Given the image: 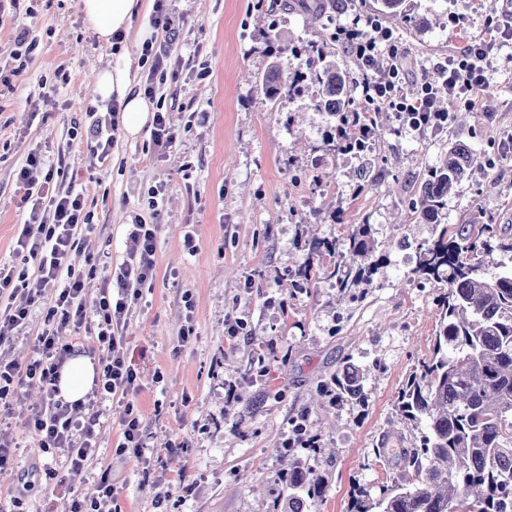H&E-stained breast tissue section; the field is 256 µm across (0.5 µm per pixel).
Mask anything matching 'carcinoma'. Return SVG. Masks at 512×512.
<instances>
[{
  "label": "carcinoma",
  "mask_w": 512,
  "mask_h": 512,
  "mask_svg": "<svg viewBox=\"0 0 512 512\" xmlns=\"http://www.w3.org/2000/svg\"><path fill=\"white\" fill-rule=\"evenodd\" d=\"M372 15L399 19L409 31L419 29L411 0H361ZM305 57L306 71L281 79L278 65L260 82L267 100L277 103L310 81L316 107L335 123L349 125L340 138L329 136L325 150L354 154L372 152L384 124L383 108L360 111L354 96L352 69L330 48L315 41L291 48ZM471 150L453 143L438 165L419 174L410 199L409 217L433 226L434 237L415 246L411 279L446 292L437 299L438 323L431 353L409 377L398 395L399 420L418 435L410 447L389 448L378 456L402 471L400 479L374 498L355 490L349 512H512V268L486 276L480 257L509 251L498 241L497 225L474 231L467 224L448 232V196L468 177ZM303 268L294 272L298 288L311 280V260L339 253L327 278L345 295L376 273L382 255L371 225L360 224L342 245L312 239L300 245ZM343 369L321 382L320 392L334 403L364 400L361 380ZM280 512H306L326 487L325 477L294 459L284 475Z\"/></svg>",
  "instance_id": "1"
}]
</instances>
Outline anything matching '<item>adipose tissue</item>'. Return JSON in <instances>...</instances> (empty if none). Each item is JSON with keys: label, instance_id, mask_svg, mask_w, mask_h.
Returning <instances> with one entry per match:
<instances>
[{"label": "adipose tissue", "instance_id": "1", "mask_svg": "<svg viewBox=\"0 0 512 512\" xmlns=\"http://www.w3.org/2000/svg\"><path fill=\"white\" fill-rule=\"evenodd\" d=\"M82 3L87 22L100 38L107 40L130 27L139 0H82ZM93 93L101 99L117 101L122 125L128 133H137L144 126L149 106L140 94L133 91L128 62L119 60L96 72ZM95 376V366L88 358H71L60 374L61 396L71 403L85 400L92 389Z\"/></svg>", "mask_w": 512, "mask_h": 512}]
</instances>
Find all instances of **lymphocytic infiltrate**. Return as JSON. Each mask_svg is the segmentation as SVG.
Listing matches in <instances>:
<instances>
[{"mask_svg":"<svg viewBox=\"0 0 512 512\" xmlns=\"http://www.w3.org/2000/svg\"><path fill=\"white\" fill-rule=\"evenodd\" d=\"M340 34L345 47L362 64L364 78L359 88L363 102L388 106L411 127L421 113L439 111L441 100L454 106L470 101L488 82L491 48L474 43L457 58L437 64L433 76L423 78L418 93L410 98L404 93L407 73L388 31L375 25L366 32L352 25L341 28ZM119 115L117 104H108L104 116L81 129L82 141L99 158L111 153ZM55 174V167L46 164L40 151L28 153L17 176L24 189L19 206L27 213L15 242L18 261L0 265V345L27 326L35 308L46 309L35 357L22 366L0 355V407L7 409L20 401L25 387L39 388L41 404L28 416L25 428L43 452L64 458L61 467L39 472L48 487L65 484L97 453L99 412L76 419L74 405L61 397L57 386L60 369L76 354L64 333L87 330L95 336L97 347L107 352L98 361L94 397L126 395L139 389L137 370L122 350V330L156 277V220L164 201L161 187L149 190L150 218L134 216L128 227L134 250L90 302L85 297L83 274L75 273L68 259L80 235L93 231L92 215L84 192L55 190Z\"/></svg>","mask_w":512,"mask_h":512,"instance_id":"obj_1","label":"lymphocytic infiltrate"}]
</instances>
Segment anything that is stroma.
Here are the masks:
<instances>
[{
  "label": "stroma",
  "instance_id": "1",
  "mask_svg": "<svg viewBox=\"0 0 512 512\" xmlns=\"http://www.w3.org/2000/svg\"><path fill=\"white\" fill-rule=\"evenodd\" d=\"M414 5L432 22L427 33L391 26L412 75L410 92L437 63L497 39L494 19L504 8L502 0ZM154 7L155 0H144L123 41L112 45L86 26L80 0H33L26 10L0 0V68L14 65L17 31L39 40L33 64L0 92V260H12L25 220L15 174L31 149L42 150L49 164L65 161L60 188L85 192L96 230L71 262L83 271L87 258L97 260V275L85 281L92 297L132 247V213L148 215V190L165 187L156 279L132 311L123 346L139 370L144 458L114 457L120 401L110 399L99 405L98 454L68 486L26 489L19 477L0 475V499L22 498L26 512H65L72 496L94 495L107 469L116 488L111 512H160L163 497L169 512H272L294 438L290 418L304 409L307 431L326 449L312 465L325 475L327 491L308 512H349L355 486L376 497L400 476L375 450L392 432L400 388L430 355L437 318L435 290L408 276L413 244L432 236L431 225L408 218V204L420 171L439 162L448 141L467 144L479 159L448 200L449 226L498 224L512 239V44L493 51L486 88L458 107L462 121L449 135L387 121L371 159L379 184L362 192L354 176L362 158L324 152L327 117L312 93L272 105L259 81L271 62L285 74L301 66L290 44L367 22V13L342 0H325L316 20L298 10L268 15L257 0H171L184 19L172 43L150 25ZM148 39L167 56L160 92L178 141L154 157L146 152L151 125L133 135L121 130L109 157L99 160L74 130L87 109L102 105L90 75L124 54L135 91H143ZM60 66L66 78L56 76ZM195 112L205 113V122L192 121ZM332 212L337 221H320ZM365 222L385 243L387 259L357 288V300L332 288L319 258L308 288H294L290 272L305 261L301 242L340 243ZM189 224L196 233L191 253L183 244ZM235 320L243 327L233 338L227 325ZM188 322L195 336L184 345ZM346 357L365 374L366 401L339 407L317 384ZM38 402L31 387L0 413L17 434L23 471L48 460L23 428ZM172 444L177 453H169Z\"/></svg>",
  "mask_w": 512,
  "mask_h": 512
}]
</instances>
